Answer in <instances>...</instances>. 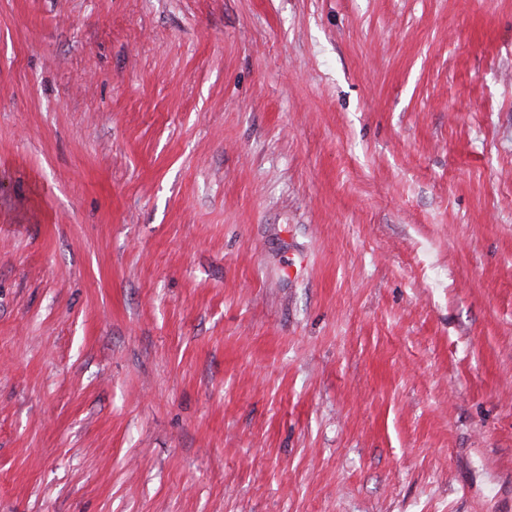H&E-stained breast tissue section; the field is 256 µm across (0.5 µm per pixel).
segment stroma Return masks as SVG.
I'll return each mask as SVG.
<instances>
[{
    "label": "stroma",
    "instance_id": "35a3bbf8",
    "mask_svg": "<svg viewBox=\"0 0 512 512\" xmlns=\"http://www.w3.org/2000/svg\"><path fill=\"white\" fill-rule=\"evenodd\" d=\"M0 512H512V0H0Z\"/></svg>",
    "mask_w": 512,
    "mask_h": 512
}]
</instances>
